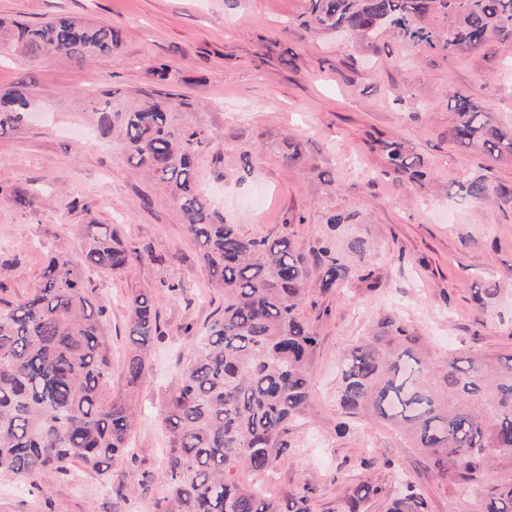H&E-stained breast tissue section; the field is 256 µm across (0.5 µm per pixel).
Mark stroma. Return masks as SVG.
<instances>
[{"label": "stroma", "mask_w": 512, "mask_h": 512, "mask_svg": "<svg viewBox=\"0 0 512 512\" xmlns=\"http://www.w3.org/2000/svg\"><path fill=\"white\" fill-rule=\"evenodd\" d=\"M308 0H0V18L32 22L69 13L109 22L122 34L112 57L80 63L54 55L0 58V89L26 84L34 112L0 137V182L38 197L35 210L0 200V300L15 301L37 284L49 254L80 252L85 224L116 227L127 245L155 257L117 274L91 273L108 305L113 395L137 410L129 441L135 456L121 470L158 474L166 466L162 422L193 345L184 328L206 326L224 309L178 206L130 168L119 144L82 137L89 119L80 91L135 100L158 90L154 68L176 71L170 92L182 121L212 137L196 162L197 184L218 212L252 237L291 230L310 253L329 234L330 216L347 217L376 249L371 278L322 292L311 271L305 313L318 338L310 405L282 434L289 454L271 476L239 478L274 497L311 490L312 512H338L348 489L373 482L398 495L413 482L429 512H478L463 483L429 470L403 434L388 424L345 414L336 400L342 352L386 314L404 316L429 337L435 359L449 352L512 354V207L455 197L457 180L481 175L512 187V160L459 147L449 137L454 93L480 101L512 129V41L464 55L411 48L392 33L347 39L301 25ZM403 143L427 173L419 183L383 168L381 143ZM304 154L287 162L288 146ZM253 171H245V163ZM79 207H72V200ZM498 280L500 292L478 306L473 290ZM177 285L168 293V285ZM160 297V337L147 352L149 372L126 384L131 354L128 301ZM378 465L362 467L365 457ZM0 512H112V483L72 464L49 484L0 476Z\"/></svg>", "instance_id": "35a3bbf8"}]
</instances>
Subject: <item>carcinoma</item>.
<instances>
[{"label": "carcinoma", "mask_w": 512, "mask_h": 512, "mask_svg": "<svg viewBox=\"0 0 512 512\" xmlns=\"http://www.w3.org/2000/svg\"><path fill=\"white\" fill-rule=\"evenodd\" d=\"M307 29L343 31L363 38L382 30L413 46L466 54L493 40L512 39V0H308ZM439 16L443 26L426 18ZM120 31L60 15L37 24L0 20V53L31 58L53 54L82 62L113 55ZM103 138L117 136L127 162L156 180L179 206L197 241L224 311L180 369L163 423L167 463L159 474L163 494L154 512H311L308 489L284 498L263 496L237 473H269L288 456L281 440L289 423L307 413L311 363L318 346L304 309L310 266L320 288H342L371 259V247L353 225L328 219L336 238L311 255L295 250L291 235L249 237L226 224L197 185L195 159L211 143L208 131L175 117L172 93L135 103L107 95L83 98ZM32 109L28 93L0 91V135L22 124ZM452 139L465 148L512 159V132L475 99L456 93ZM385 165L426 177L404 146L382 147ZM467 199L512 205V188L482 176L457 182ZM0 198L35 208V198L0 184ZM80 258L66 249L48 257L32 292L0 308V473L45 480L78 462L108 475L132 455L128 442L135 415L111 393V345L106 305L94 299L88 272L123 270L152 256L151 247H129L108 224H87ZM160 334L158 298L129 299L128 336L133 351L125 369L136 388L148 374L146 351ZM337 397L343 410L401 429L441 477L458 478L481 495V512H512V477L482 483L490 466L512 465V355L484 361L448 355L435 362L422 336L398 318L381 319L340 356ZM383 488L362 484L341 512H364ZM388 512H428L426 497L408 483Z\"/></svg>", "instance_id": "carcinoma-1"}]
</instances>
